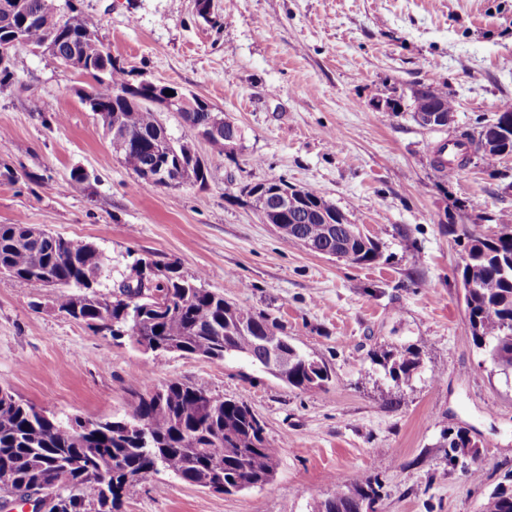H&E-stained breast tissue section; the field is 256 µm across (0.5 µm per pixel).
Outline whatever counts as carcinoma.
<instances>
[{
    "label": "carcinoma",
    "mask_w": 512,
    "mask_h": 512,
    "mask_svg": "<svg viewBox=\"0 0 512 512\" xmlns=\"http://www.w3.org/2000/svg\"><path fill=\"white\" fill-rule=\"evenodd\" d=\"M19 10L0 8V43L11 39L24 18V43L32 48L53 36L59 43V62L77 53L83 73L94 80L91 91L97 115L105 128L118 127L111 137L112 152L146 187L178 185L180 170H190L188 180H207V168L193 144L174 140L164 152L155 148L162 130L160 112L150 103L118 95L134 85L129 72L98 35V22L79 13L65 0L66 11H56L46 0H0ZM392 112H408L414 122L430 108L452 116L456 101L448 91L431 85H414L409 92H392ZM178 115L190 130L221 121L222 138L235 146L241 131L220 120L211 105L196 96ZM489 124L467 141L448 149V160L433 158L439 171L449 167L448 178L471 162L470 147L493 169L504 149L480 151ZM155 179H144L145 172ZM345 217L320 192L307 188L302 208L289 212L278 225L285 240H307L315 251L332 256L347 247L357 264H371L381 256L378 243L360 232L359 225L340 223ZM466 316L474 344L494 371L512 375V216L503 215L492 236L462 230ZM147 270L133 281L112 279L98 248L83 239L53 235L29 224H0V270L33 293H44L57 309L74 320L95 327L99 322L112 339L140 336L153 341L160 353L197 355L213 361L243 357L291 388L301 392L324 390L330 372L326 364L297 350L284 327L262 313H254L206 288L202 275L188 277L171 264L163 267L142 262ZM111 291L100 293L104 282ZM82 288L74 295L69 288ZM288 364H282V361ZM371 360L394 386L412 378L419 367L418 352L379 350ZM146 423L137 435L129 427ZM463 430L448 431V457L473 448ZM278 449L268 440L265 425L247 403L214 395L193 383L172 379L144 393H136L128 416L106 425L78 418L68 422L40 420L35 406L6 391L0 399V501L15 492L55 489L49 512H81L85 505L97 512H116L124 497L134 494L153 473L166 470L202 487L219 474L220 492L234 494L262 488L275 475ZM378 480L345 483L320 502L314 512H362V505L380 497ZM484 512H512V494L492 493Z\"/></svg>",
    "instance_id": "obj_1"
}]
</instances>
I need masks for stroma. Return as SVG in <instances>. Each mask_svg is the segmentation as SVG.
I'll use <instances>...</instances> for the list:
<instances>
[{"mask_svg": "<svg viewBox=\"0 0 512 512\" xmlns=\"http://www.w3.org/2000/svg\"><path fill=\"white\" fill-rule=\"evenodd\" d=\"M130 80L207 101L242 132L233 152L195 141L205 185L139 188L81 100L88 78L21 50L0 84V224L92 242L113 276L173 264L226 300L275 318L324 361L303 393L242 359L155 355L58 311L0 276V384L59 420L122 419L133 392L172 378L246 402L278 450L273 480L217 493L158 472L121 512H313L342 482L378 479L376 512H482L512 493V377L472 340L462 228L512 214V158L455 178L435 148L478 131L512 102V0H73ZM447 87L453 122L426 130L373 103L414 84ZM318 190L375 239L355 265L284 242L244 186ZM412 346L420 367L389 389L369 354ZM391 398H382L384 390ZM467 431L480 480L450 463L442 434Z\"/></svg>", "mask_w": 512, "mask_h": 512, "instance_id": "obj_1", "label": "stroma"}]
</instances>
